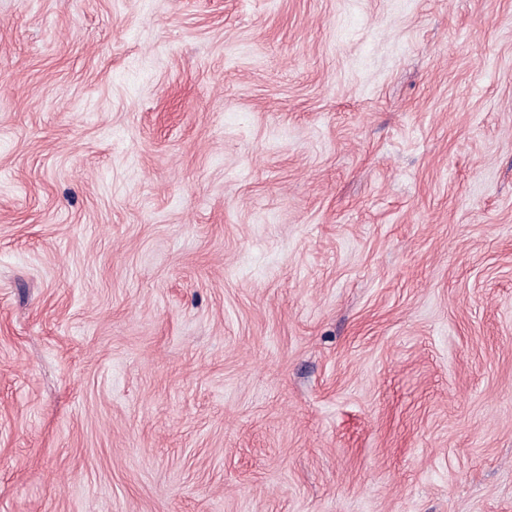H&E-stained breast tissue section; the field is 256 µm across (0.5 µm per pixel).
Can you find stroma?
Segmentation results:
<instances>
[{
  "label": "stroma",
  "instance_id": "1",
  "mask_svg": "<svg viewBox=\"0 0 512 512\" xmlns=\"http://www.w3.org/2000/svg\"><path fill=\"white\" fill-rule=\"evenodd\" d=\"M0 512H512V0H0Z\"/></svg>",
  "mask_w": 512,
  "mask_h": 512
}]
</instances>
